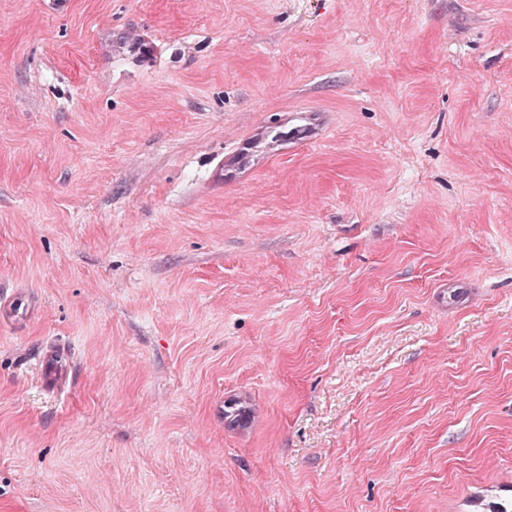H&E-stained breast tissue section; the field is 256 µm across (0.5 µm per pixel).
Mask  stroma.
<instances>
[{
    "label": "stroma",
    "mask_w": 512,
    "mask_h": 512,
    "mask_svg": "<svg viewBox=\"0 0 512 512\" xmlns=\"http://www.w3.org/2000/svg\"><path fill=\"white\" fill-rule=\"evenodd\" d=\"M0 290V512L512 499V0H0Z\"/></svg>",
    "instance_id": "1"
}]
</instances>
